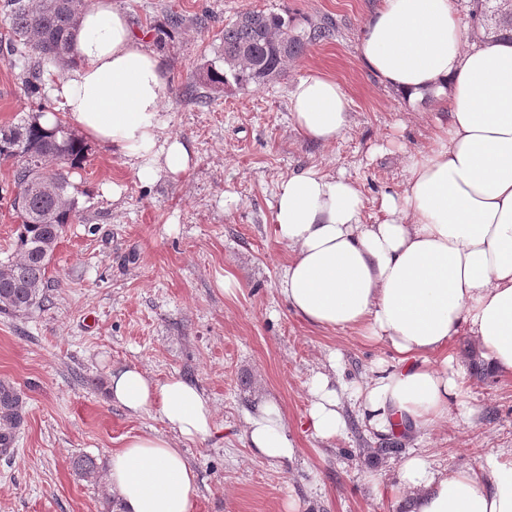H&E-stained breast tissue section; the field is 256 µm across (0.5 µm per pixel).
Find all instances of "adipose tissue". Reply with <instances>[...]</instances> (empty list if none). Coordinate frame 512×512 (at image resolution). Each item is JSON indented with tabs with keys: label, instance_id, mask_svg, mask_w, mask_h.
I'll return each instance as SVG.
<instances>
[{
	"label": "adipose tissue",
	"instance_id": "obj_1",
	"mask_svg": "<svg viewBox=\"0 0 512 512\" xmlns=\"http://www.w3.org/2000/svg\"><path fill=\"white\" fill-rule=\"evenodd\" d=\"M360 54L405 99L434 93L447 114L427 149L406 154L402 189L382 199L373 223L344 172L310 167L278 183L274 234L291 251L278 289L311 325L358 331L395 354L344 395L328 374L313 376L307 420L315 435L344 433L348 399L374 433L415 440L462 394L446 353L456 336H471L494 371L512 374V45H464L455 0H380ZM69 57L62 77L45 76L58 110L43 125L65 118L132 159L146 184L189 171L190 149L166 133L165 60L112 0L81 12ZM289 109L300 136L328 145L349 123L350 99L336 80L307 75L293 85ZM108 393L130 414L157 411L167 427L128 436L113 451L107 483L117 512H192L197 479L175 442L211 435L208 398L192 382L157 381L134 366L110 374ZM246 437L259 457L297 454L268 398L249 414ZM398 479L411 512H512V460L495 454L479 471L440 470L413 454Z\"/></svg>",
	"mask_w": 512,
	"mask_h": 512
}]
</instances>
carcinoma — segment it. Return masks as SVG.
<instances>
[{
    "instance_id": "obj_1",
    "label": "carcinoma",
    "mask_w": 512,
    "mask_h": 512,
    "mask_svg": "<svg viewBox=\"0 0 512 512\" xmlns=\"http://www.w3.org/2000/svg\"><path fill=\"white\" fill-rule=\"evenodd\" d=\"M87 6L88 0H0V13L8 25L6 51L31 62L24 80L29 96L42 95L41 62L61 70L69 66L78 15ZM472 6L474 30L482 41L512 40V8L504 0H473ZM330 35L327 26L305 28L272 12H241L224 24V40L206 70V82L216 89L259 87L279 77L288 60ZM45 112L40 105L18 122L0 127V158L16 162L11 207L21 220L18 256L0 264V313L4 314L24 315L42 304L47 284L44 256L56 249L65 226L79 215L70 174L82 168L90 147L64 132L61 121L43 128L40 117ZM24 423L22 390L0 380L1 457L14 455ZM72 466L83 478L97 477L99 466L90 456L74 458Z\"/></svg>"
}]
</instances>
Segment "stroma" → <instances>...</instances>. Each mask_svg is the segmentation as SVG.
Returning <instances> with one entry per match:
<instances>
[{
  "instance_id": "35a3bbf8",
  "label": "stroma",
  "mask_w": 512,
  "mask_h": 512,
  "mask_svg": "<svg viewBox=\"0 0 512 512\" xmlns=\"http://www.w3.org/2000/svg\"><path fill=\"white\" fill-rule=\"evenodd\" d=\"M115 2L145 48L167 62L168 131L188 145L194 165L146 185L130 158L95 142L73 174L80 218L61 235L43 304L21 316L0 313V380L22 390L26 412L14 457L0 459V512H104L112 451L128 435L165 429L156 412L132 416L108 400L110 372L126 366L189 380L214 409L212 436L180 445L198 476L193 512H284L290 500L297 512H409L398 486L402 457L417 452L448 469L480 468L491 450L512 458V376L477 374L464 335L448 354L470 423L440 422L416 444L381 439L347 400L342 436L324 440L306 424L308 383L328 363L349 386L394 355L359 332L323 330L289 309L277 289L290 251L273 233L276 185L310 166L345 171L373 218L382 196L401 188L404 151L430 145L442 109L437 100L406 102L364 66L362 28L379 0ZM254 8L328 22L333 32L263 87L210 88L206 68L225 22ZM170 13L185 24L158 41L155 29ZM26 69L0 51V127L35 106ZM310 74L335 79L351 100L349 125L328 146L301 138L289 117V92ZM14 167L0 159L2 262L15 255L19 224L10 206ZM263 395L282 410L298 448L294 462L260 458L248 446L245 418ZM385 446L398 454L374 458ZM79 455L96 459L101 475L76 474L70 461Z\"/></svg>"
}]
</instances>
